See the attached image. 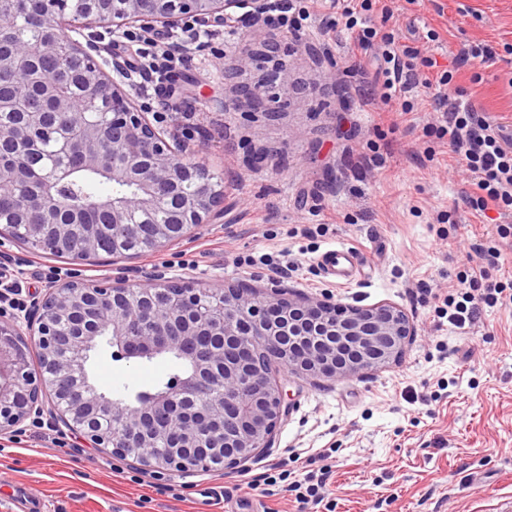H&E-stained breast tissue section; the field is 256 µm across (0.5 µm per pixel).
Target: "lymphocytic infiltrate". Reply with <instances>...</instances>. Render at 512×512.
I'll return each instance as SVG.
<instances>
[{"instance_id": "f902f5d3", "label": "lymphocytic infiltrate", "mask_w": 512, "mask_h": 512, "mask_svg": "<svg viewBox=\"0 0 512 512\" xmlns=\"http://www.w3.org/2000/svg\"><path fill=\"white\" fill-rule=\"evenodd\" d=\"M319 0H268L270 30L302 36ZM394 16L388 0H342L339 17L352 36L341 45L344 72L360 77L364 105L378 112H409L408 92L428 98L437 117L431 129L448 143L468 174L469 189L462 197L466 208L476 212L497 211L502 219L476 250L482 265L469 267L459 281L465 290L445 296L437 309L439 317L459 334L468 333L487 308L512 307V275L492 276L502 245L512 239V124L497 121L468 97L457 84L453 71L436 72L433 62L424 68L414 63L416 52L399 44L394 31L376 24ZM137 61L131 73L142 91L159 94L160 117L179 111L180 105L165 86L176 65L191 64L184 52L185 40L148 33L136 36Z\"/></svg>"}]
</instances>
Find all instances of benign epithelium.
<instances>
[{"label":"benign epithelium","mask_w":512,"mask_h":512,"mask_svg":"<svg viewBox=\"0 0 512 512\" xmlns=\"http://www.w3.org/2000/svg\"><path fill=\"white\" fill-rule=\"evenodd\" d=\"M266 5L267 0H84L76 21L62 8L45 9L41 54L54 56L57 38L65 33L84 63L77 79L69 80L79 87L78 93L61 91L66 67L41 80L48 109L61 119L80 114L87 101L112 100L108 121L84 124L71 143L72 155L88 169L107 170L112 179L140 187L133 199L114 200L107 208L113 230L136 231L129 222L130 210H153L174 188L183 189L176 224H213L224 218V208L209 169L190 157L183 141L154 125L137 104L138 94L124 80L128 60L115 54L112 75L102 69L101 43L133 25L169 31L191 23L208 29L245 21L251 27L250 39L237 50V69H253L260 51L270 60L267 72L277 81L265 75L221 107L226 112H259L278 90L288 88L285 58L297 47L270 39L262 24ZM72 32L83 41L70 36ZM33 136L27 121L0 124L1 145H19ZM66 175L65 169H55L23 197L24 208L41 209L47 216L43 223L25 225V236L46 252L67 251L85 259L97 252L98 225H84L80 248H72L69 225L54 223L57 196L46 190L48 184L61 189ZM151 288L155 296L147 300L142 287L123 278L108 285L52 281L45 294L20 313L1 318L0 432L47 415L115 454L143 449L141 465L147 470L209 469V449L217 446L224 448L221 468L228 469L272 447L276 428L289 413L288 391L273 379L272 364L298 375L344 379L396 361L414 335L407 316L391 304L363 308L329 298L309 302L267 297L239 284L217 286L224 291V321L201 325L189 316L196 288L169 282ZM23 324L29 335L38 336L39 355L49 368L46 375L25 371L29 345ZM107 325L112 326V345L124 358L178 349L193 360L195 373L143 411L112 400L91 385L87 374L98 332ZM202 336L224 337V349L200 345ZM105 415L124 425L113 441L93 426ZM161 438L173 447L157 453Z\"/></svg>","instance_id":"7a95c632"}]
</instances>
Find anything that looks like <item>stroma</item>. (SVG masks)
<instances>
[{"instance_id": "stroma-1", "label": "stroma", "mask_w": 512, "mask_h": 512, "mask_svg": "<svg viewBox=\"0 0 512 512\" xmlns=\"http://www.w3.org/2000/svg\"><path fill=\"white\" fill-rule=\"evenodd\" d=\"M396 27L401 43L442 71L455 67L466 41L501 50L500 62L460 68L457 80L491 116L512 122V0H415ZM430 28L441 43L426 42ZM215 34L178 78L181 102L199 112L163 127L189 142L194 160L223 174V222L199 225L158 252L87 261L0 240V263L20 281L22 300L42 296L54 269L100 285L119 277L137 285L184 279L198 288L240 282L311 301L389 303L415 334L398 363L377 371L336 380L275 369L292 410L273 447L235 469L154 474L89 447L63 423L25 421L0 435V512H14L20 488L31 512H224L230 498L258 500L263 512H297L287 493L267 495L250 480L275 464L303 477L306 460L331 467L326 497L335 512H497L512 499V307L485 309L472 333L455 335L437 330L433 300L457 288L458 272L476 258L472 243L498 224L497 212L459 207L463 176L447 145L427 134L426 102L379 120L349 83L322 80L305 50L289 58L288 108L222 111L239 81L259 74L228 78L245 32L220 27ZM371 147L383 166L357 167ZM252 153L265 154L267 164L249 167ZM451 209L456 224L439 223ZM339 244L362 251V272L346 284L316 263ZM264 254L295 271L273 275L259 262ZM112 353L100 342L89 361L100 391L112 396L150 385L167 369Z\"/></svg>"}]
</instances>
